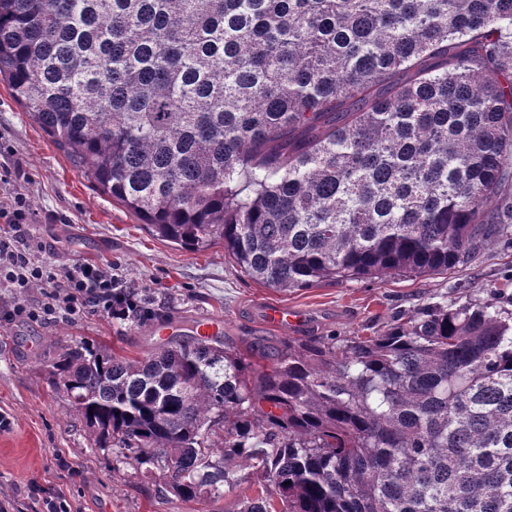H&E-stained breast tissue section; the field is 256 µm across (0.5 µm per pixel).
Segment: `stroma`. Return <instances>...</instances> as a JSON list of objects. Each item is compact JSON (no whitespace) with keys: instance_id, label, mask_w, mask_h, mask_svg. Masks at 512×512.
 Listing matches in <instances>:
<instances>
[{"instance_id":"1","label":"stroma","mask_w":512,"mask_h":512,"mask_svg":"<svg viewBox=\"0 0 512 512\" xmlns=\"http://www.w3.org/2000/svg\"><path fill=\"white\" fill-rule=\"evenodd\" d=\"M15 154L26 163L33 210L55 217L30 227L57 245L45 261L112 262L149 297L153 314L136 326L100 313L68 323H27L11 319L17 297L0 288V416L8 422L0 429V503L9 512H43L46 500L60 495L71 512H240L243 499L265 484L260 471L237 462L236 487L186 501L163 493V472L143 478L133 466L116 464L111 449L91 447L48 374L51 359L75 341L87 338L140 357L162 344L154 333L158 323L174 322L185 337L196 318L212 316L224 322L221 340L265 352L291 335L369 336L385 329L396 312L487 290L512 276V250L489 248L476 263L432 276L269 288L248 277L223 244L189 252L150 235L136 215L78 173L0 83V158ZM275 302L302 311L304 321L286 331L266 328L258 307Z\"/></svg>"}]
</instances>
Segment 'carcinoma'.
I'll return each instance as SVG.
<instances>
[{
  "instance_id": "cac0c4a2",
  "label": "carcinoma",
  "mask_w": 512,
  "mask_h": 512,
  "mask_svg": "<svg viewBox=\"0 0 512 512\" xmlns=\"http://www.w3.org/2000/svg\"><path fill=\"white\" fill-rule=\"evenodd\" d=\"M0 80L161 240L270 288L512 249V0H0ZM255 354L49 364L97 448L244 512H512V295ZM220 454L223 464L213 462Z\"/></svg>"
}]
</instances>
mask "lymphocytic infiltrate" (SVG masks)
<instances>
[{
    "mask_svg": "<svg viewBox=\"0 0 512 512\" xmlns=\"http://www.w3.org/2000/svg\"><path fill=\"white\" fill-rule=\"evenodd\" d=\"M26 178L21 159L0 165V186L11 188L0 199V288L11 289L19 298L12 318L50 323L71 321L89 311L116 318L132 309L151 315L145 295L114 273L111 264L76 261L57 266L43 261L51 245L31 233L35 212L26 194L16 189ZM35 287L41 293L32 305L26 297Z\"/></svg>",
    "mask_w": 512,
    "mask_h": 512,
    "instance_id": "lymphocytic-infiltrate-1",
    "label": "lymphocytic infiltrate"
}]
</instances>
